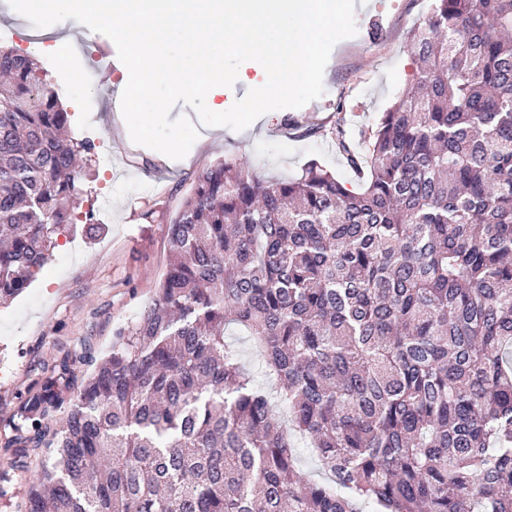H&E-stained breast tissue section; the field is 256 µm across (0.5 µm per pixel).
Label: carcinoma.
<instances>
[{"instance_id":"obj_1","label":"carcinoma","mask_w":512,"mask_h":512,"mask_svg":"<svg viewBox=\"0 0 512 512\" xmlns=\"http://www.w3.org/2000/svg\"><path fill=\"white\" fill-rule=\"evenodd\" d=\"M411 45L363 149L329 131L360 191L317 162L195 175L153 302L19 406L12 468L44 455L25 512H512V0H431ZM71 122L0 47V304L77 231L96 145ZM228 339L239 350L243 363L257 374L261 368V356L249 336L233 332L232 336H228Z\"/></svg>"}]
</instances>
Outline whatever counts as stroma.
Returning a JSON list of instances; mask_svg holds the SVG:
<instances>
[{
  "label": "stroma",
  "instance_id": "35a3bbf8",
  "mask_svg": "<svg viewBox=\"0 0 512 512\" xmlns=\"http://www.w3.org/2000/svg\"><path fill=\"white\" fill-rule=\"evenodd\" d=\"M431 0H365L355 10L357 33L333 48L324 72L323 95L303 107L272 112L270 121L236 134L200 127L199 137L180 160L160 159L156 150L135 144L125 121H113L110 103L98 100L85 111L70 94L74 84L97 90L117 83L127 69L116 64L99 71L77 41L84 25L69 21L60 43L84 55L82 68L58 54L20 44L18 14L0 0V45L34 60L58 90L77 131L96 149L84 163L85 192L77 215L92 213L101 235L60 238L37 280L23 294L0 306V429L12 421L21 397L39 389L57 359L89 338L96 352L109 350L118 327L136 319L153 300L168 269V227L197 172L220 159H242L258 174L278 178L298 174L318 161L358 189L360 177L324 136L337 118L360 144L363 131L410 84L419 62L410 49L412 30L422 25ZM322 131L310 136L305 127Z\"/></svg>",
  "mask_w": 512,
  "mask_h": 512
}]
</instances>
